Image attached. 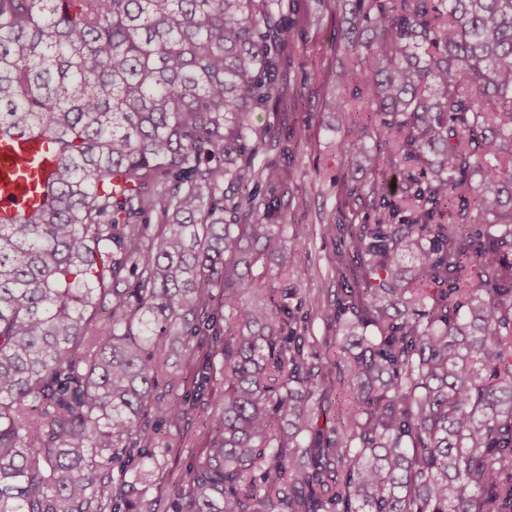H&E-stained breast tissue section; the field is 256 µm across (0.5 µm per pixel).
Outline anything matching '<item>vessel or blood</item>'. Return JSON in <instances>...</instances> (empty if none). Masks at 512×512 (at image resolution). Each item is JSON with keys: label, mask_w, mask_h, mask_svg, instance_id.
<instances>
[{"label": "vessel or blood", "mask_w": 512, "mask_h": 512, "mask_svg": "<svg viewBox=\"0 0 512 512\" xmlns=\"http://www.w3.org/2000/svg\"><path fill=\"white\" fill-rule=\"evenodd\" d=\"M57 158L41 140L0 134V222L28 212L43 201L39 188L56 167Z\"/></svg>", "instance_id": "b4317fda"}]
</instances>
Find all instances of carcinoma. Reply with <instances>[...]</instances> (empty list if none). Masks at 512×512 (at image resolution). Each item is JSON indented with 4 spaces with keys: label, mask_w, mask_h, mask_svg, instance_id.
I'll return each mask as SVG.
<instances>
[{
    "label": "carcinoma",
    "mask_w": 512,
    "mask_h": 512,
    "mask_svg": "<svg viewBox=\"0 0 512 512\" xmlns=\"http://www.w3.org/2000/svg\"><path fill=\"white\" fill-rule=\"evenodd\" d=\"M351 2L377 219L325 225L333 358L271 287L302 258L277 199L224 189L289 178L251 120L281 0H0V130L58 154L0 224V512H143L219 355L175 512H512V0Z\"/></svg>",
    "instance_id": "obj_1"
}]
</instances>
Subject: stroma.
<instances>
[{"label": "stroma", "mask_w": 512, "mask_h": 512, "mask_svg": "<svg viewBox=\"0 0 512 512\" xmlns=\"http://www.w3.org/2000/svg\"><path fill=\"white\" fill-rule=\"evenodd\" d=\"M282 13L288 27L284 49L285 63L276 82L286 89V97L254 112L256 127L267 128L260 161L273 168H289L291 176L277 188L280 199L279 221L289 235L299 236L303 258L288 277L289 287L298 291L297 308L300 334L310 349L321 350L332 336L326 319L336 299L339 282L332 265L338 247L336 239L323 231L328 217L340 224H372L376 215L365 205L345 206L340 194L349 184L366 194L374 173L351 169L340 147L342 115L324 109V101L342 96L336 75L349 67L350 57L339 49L343 30L356 21L347 0H282ZM297 142L291 156H283V141ZM224 392L221 374H214L206 393L199 397L184 428L164 436L169 450L164 472L175 482L191 464L206 438L202 424L204 408Z\"/></svg>", "instance_id": "1"}]
</instances>
